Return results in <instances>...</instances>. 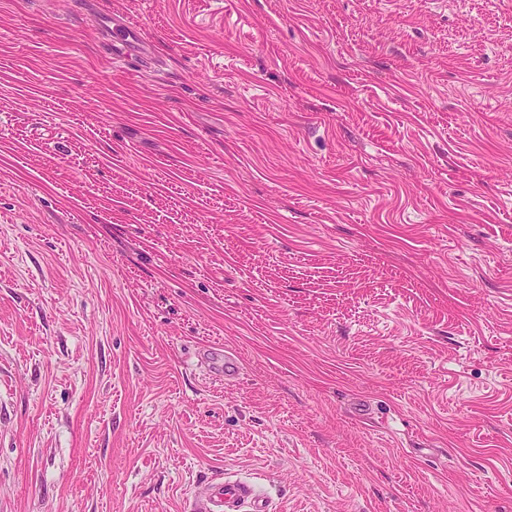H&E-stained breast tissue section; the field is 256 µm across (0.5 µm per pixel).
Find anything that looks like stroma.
<instances>
[{
	"instance_id": "1",
	"label": "stroma",
	"mask_w": 512,
	"mask_h": 512,
	"mask_svg": "<svg viewBox=\"0 0 512 512\" xmlns=\"http://www.w3.org/2000/svg\"><path fill=\"white\" fill-rule=\"evenodd\" d=\"M220 476L512 512V0H0V512ZM115 34L117 45H115L116 49L112 53V64L114 66H124L132 53L142 56L150 51V45L144 41L137 30L126 27L119 29Z\"/></svg>"
}]
</instances>
